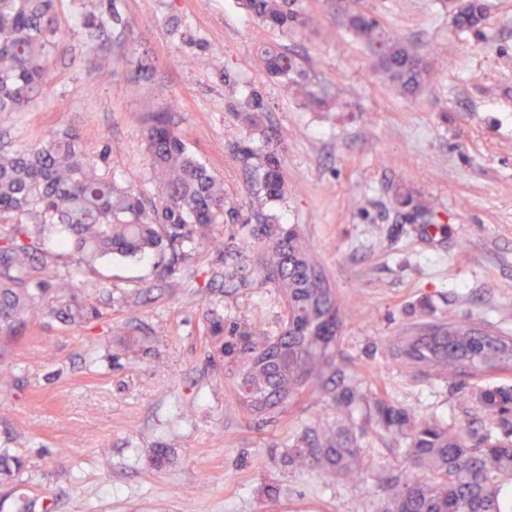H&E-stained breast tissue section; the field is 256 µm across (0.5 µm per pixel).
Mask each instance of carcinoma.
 I'll use <instances>...</instances> for the list:
<instances>
[{
	"mask_svg": "<svg viewBox=\"0 0 512 512\" xmlns=\"http://www.w3.org/2000/svg\"><path fill=\"white\" fill-rule=\"evenodd\" d=\"M72 4L82 20L78 30L56 20L54 0H0V113L31 106L51 78L56 54L81 33L102 54L125 60L139 78L153 79L151 58L128 57L106 38L108 31L125 27L114 0ZM240 4L282 37L310 21L303 0ZM344 13L348 30L401 93L414 95L430 81L431 71L412 45L387 35L361 9L348 5ZM454 21L461 29L482 30L485 4L468 0ZM259 60L269 77L295 88L306 109L331 107L333 87L310 84L302 63L279 45L262 47ZM156 94L164 104L143 123L151 176L139 189L123 186L101 155L69 129H53L28 149L0 153V224L9 226L0 240V343L18 339L38 319L85 324L98 317L99 308L74 280L101 256L158 254L171 273L209 238L211 226L249 223L189 149L174 121L176 96L162 85ZM246 104L245 121L264 152L252 146L251 136L233 151L246 164L258 161L261 195L278 200L286 190L279 151L256 119L259 96ZM399 204L413 222L443 229L434 203L404 195ZM59 226L69 231L60 247L77 254L76 266L63 277L47 274V265L34 254ZM254 230L261 243L257 263L263 281L276 288L286 308L281 331L271 336L256 321L215 318L207 334L225 358L239 365L238 395L246 412L274 418L304 397L326 399L335 411V421L288 438L286 466L325 480L361 481L369 475L361 439L379 435L402 462L399 475L388 482L383 512H512V387L482 388L478 403L486 418L463 426L441 425L364 388L337 353L349 302L332 288L300 225L284 226L260 214ZM385 351L394 363L423 377L452 381L464 374L475 378L512 370V336L454 317L390 336ZM21 467L20 459L0 449V477Z\"/></svg>",
	"mask_w": 512,
	"mask_h": 512,
	"instance_id": "cac0c4a2",
	"label": "carcinoma"
}]
</instances>
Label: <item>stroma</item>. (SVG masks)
<instances>
[{
  "instance_id": "1",
  "label": "stroma",
  "mask_w": 512,
  "mask_h": 512,
  "mask_svg": "<svg viewBox=\"0 0 512 512\" xmlns=\"http://www.w3.org/2000/svg\"><path fill=\"white\" fill-rule=\"evenodd\" d=\"M463 0H359L392 34L414 44L433 74L403 96L375 73L376 60L342 10L309 0L313 25L279 39L236 0H117L132 40L127 54L157 61L155 82L178 101L175 121L190 149L249 217L257 185L227 146L247 127L235 113L257 91L279 141L288 185L269 204L281 223L301 225L339 294L353 297L338 351L364 387L437 422L459 426L482 410L486 384L512 375L422 379L394 365L382 341L418 322L455 314L512 336V0H484L483 34L452 22ZM187 20L185 39L169 34ZM283 41L312 79L336 85L330 112L302 108L257 55ZM158 101L114 60L106 79L89 71L76 39L27 111L0 115V143L33 146L49 130H76L107 150L113 173L140 185L149 173L141 125ZM433 200L440 232L409 223L395 199ZM221 247L163 271L159 256L104 257L84 286L101 309L85 325L43 320L9 343L0 364V447L24 468L0 479V512H381L380 478L399 466L386 443L363 439L371 478L328 482L287 472L289 436L334 411L299 401L276 420L243 412L238 369L206 334V319L283 324L284 303L262 284L249 227L218 224ZM168 462L154 466V449Z\"/></svg>"
}]
</instances>
